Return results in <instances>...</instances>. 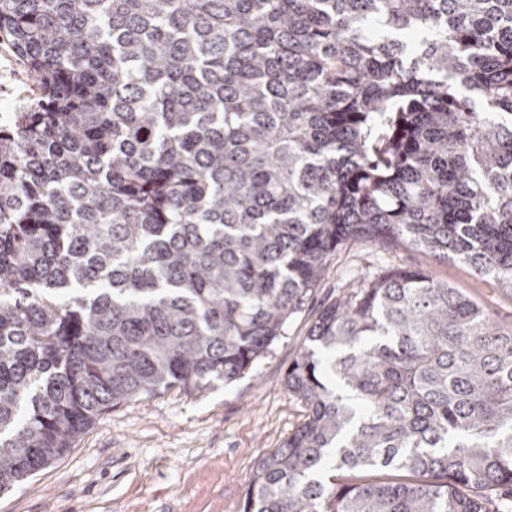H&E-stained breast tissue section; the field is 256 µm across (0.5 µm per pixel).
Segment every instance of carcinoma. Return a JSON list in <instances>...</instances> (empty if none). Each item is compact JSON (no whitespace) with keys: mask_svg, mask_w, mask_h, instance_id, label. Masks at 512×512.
Segmentation results:
<instances>
[{"mask_svg":"<svg viewBox=\"0 0 512 512\" xmlns=\"http://www.w3.org/2000/svg\"><path fill=\"white\" fill-rule=\"evenodd\" d=\"M0 493L242 378L346 244L512 290V0H0ZM242 512H502L512 325L418 269L326 305ZM362 471L394 481H354ZM37 93L27 68L5 47L0 46V112H13L18 103Z\"/></svg>","mask_w":512,"mask_h":512,"instance_id":"1","label":"carcinoma"}]
</instances>
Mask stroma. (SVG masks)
<instances>
[{"label": "stroma", "instance_id": "1", "mask_svg": "<svg viewBox=\"0 0 512 512\" xmlns=\"http://www.w3.org/2000/svg\"><path fill=\"white\" fill-rule=\"evenodd\" d=\"M36 92L27 68L0 46V111ZM396 268L429 272L496 322L512 324V291L463 261L413 246L348 244L286 336L243 378L202 391L174 387L112 408L66 457L1 493L0 512H242L258 461L304 418L284 374L323 305Z\"/></svg>", "mask_w": 512, "mask_h": 512}]
</instances>
